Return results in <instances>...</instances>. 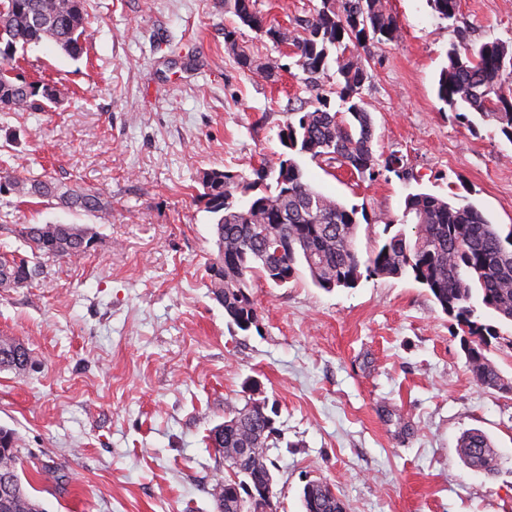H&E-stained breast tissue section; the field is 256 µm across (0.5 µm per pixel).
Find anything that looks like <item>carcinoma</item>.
Instances as JSON below:
<instances>
[{
    "label": "carcinoma",
    "instance_id": "1",
    "mask_svg": "<svg viewBox=\"0 0 512 512\" xmlns=\"http://www.w3.org/2000/svg\"><path fill=\"white\" fill-rule=\"evenodd\" d=\"M240 22L273 43L291 45L297 64L317 80L334 66L344 112L317 99L314 108L287 120L280 131L284 152L278 165L256 171L257 181L248 208L229 201L224 187L235 175L213 169L203 173L199 199L214 215L217 255L206 266L208 288L230 322L246 331L258 320L250 288L258 280L283 286L305 268L319 288H354L363 277L411 274L429 289L441 309L469 336L463 350L476 380L486 388L512 391L487 353L500 329L479 322L490 311L512 324V225L493 224L473 204H454L425 192L405 199L401 223L413 225V236L400 229L363 257L356 239L358 209L348 208L304 180L298 158L307 156L328 165L349 166L360 176L375 177L377 167L400 166L401 159H384L373 149V123L355 99L367 79L365 61L370 44L397 43L400 28L382 0H320V6L293 30L264 22L255 0H231ZM445 19L456 17L459 0H430ZM87 0H0V112H29L55 100L47 83L11 76L18 49L50 40L73 57L84 52L92 36ZM512 45L503 42L453 44L437 80V98L470 124V116L492 119L512 141ZM56 201L69 211L89 213L103 221L112 218V201L77 181L59 184L51 179L19 178L0 171V195ZM15 233L31 255H0V289L24 288L44 273L50 259L83 257L96 238L79 224H16ZM22 362H37L33 352L11 339H0V370L23 372ZM279 429L266 418V405L255 399L244 405L225 403L224 422L207 436L208 447L229 464L239 459V481L229 475L210 490L214 512H273V477L268 449ZM0 478H13V490L0 493V512H44L23 485L18 473L20 443L16 433L0 427ZM458 453L470 467L488 475L498 472L491 440L480 431L460 437ZM304 512H347L330 486L306 484L301 494Z\"/></svg>",
    "mask_w": 512,
    "mask_h": 512
}]
</instances>
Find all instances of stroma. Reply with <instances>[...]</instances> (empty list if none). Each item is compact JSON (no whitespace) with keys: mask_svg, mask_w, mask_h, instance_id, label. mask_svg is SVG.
I'll return each instance as SVG.
<instances>
[{"mask_svg":"<svg viewBox=\"0 0 512 512\" xmlns=\"http://www.w3.org/2000/svg\"><path fill=\"white\" fill-rule=\"evenodd\" d=\"M383 3L401 40L370 45L361 99L375 152L402 157L411 177L384 168L362 179L304 157L306 181L363 211V254L419 190L512 224V141L496 121L460 123L436 95L450 44H512V0H461L450 20L429 0ZM89 20L80 58L50 41L20 57L19 75L56 86L58 102L0 113V163L112 199L104 224L0 197V254L24 248L5 222L97 236L80 261H47L31 286L0 292V337L40 361L0 371V426L20 438L19 471L45 512H213L224 462L206 437L248 385L277 411V512H303L315 479L348 512H512V391L476 381L456 321L413 276L330 291L305 271L283 287L261 280L245 332L209 294L214 230L200 176L232 172L227 193L243 200L256 169L278 163L289 112L321 96L340 109L335 80L307 82L289 47L241 25L224 0H90ZM471 429L492 441L497 476L458 457Z\"/></svg>","mask_w":512,"mask_h":512,"instance_id":"obj_1","label":"stroma"}]
</instances>
